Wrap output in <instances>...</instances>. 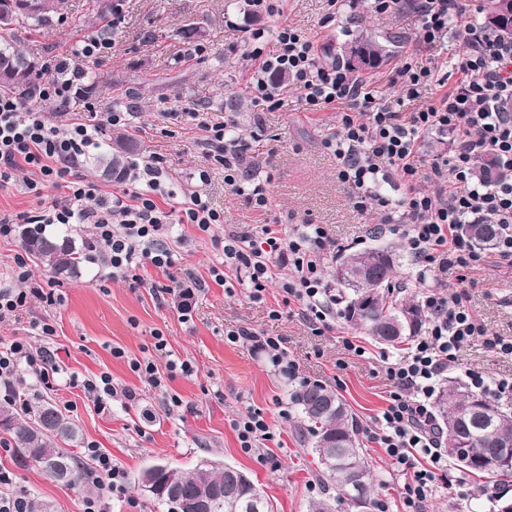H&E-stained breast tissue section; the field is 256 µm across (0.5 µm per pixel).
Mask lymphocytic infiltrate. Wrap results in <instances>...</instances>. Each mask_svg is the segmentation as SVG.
<instances>
[{
  "instance_id": "f902f5d3",
  "label": "lymphocytic infiltrate",
  "mask_w": 512,
  "mask_h": 512,
  "mask_svg": "<svg viewBox=\"0 0 512 512\" xmlns=\"http://www.w3.org/2000/svg\"><path fill=\"white\" fill-rule=\"evenodd\" d=\"M462 0H419L417 21L420 47L427 61L407 58L397 67L401 95L420 97L439 62L431 49L448 28H456L468 44L456 63L460 78L434 104L404 113L378 86L352 75L342 64H322L311 36L283 23L273 29L252 31L245 41L254 68L248 78L252 101L262 107L280 102L282 90L271 77L280 73L299 94L306 110H341L342 131L329 140L338 160V177L352 190L356 210L376 203L386 212L387 226L400 235L419 270L423 307L429 312L426 336L414 339L395 359L384 365L390 383L386 407L366 427L369 442L382 448L403 479L402 512H425L439 472L448 461L443 455L435 424L434 395L439 383L457 366L459 352L472 341L488 337L485 325L472 313L466 291L439 286L437 268H512V41L493 30L466 21ZM273 50H266V42ZM113 46L108 38L86 37L69 53L50 59L37 87L44 102L69 104L85 100L86 112L64 123L52 122L45 112L17 96L0 94V188L23 177L28 192L41 196L52 187L62 195L50 205L27 212L0 215V236L14 225L29 224L43 232L54 224H88L91 242L111 269L112 277H127L145 265L166 270L172 265L169 227L193 224L201 231L223 223L224 215L211 207L203 188L207 168L194 173V185L182 193L163 192L165 160L152 156L134 164L116 191H104L77 177L83 159L97 146L101 123L128 125V113L113 110L98 117L84 84V65L106 56ZM234 120L204 126L199 141L205 155L224 168V183L254 209L268 208L264 181L245 177L241 164L248 147L236 136ZM432 133L450 136L454 150L431 164L438 192L425 188L420 174L424 138ZM491 157L495 175L477 176L475 165ZM398 177V198L384 196L382 184ZM495 224L500 234L489 250L463 236V224ZM335 241L321 224L286 230L278 222L228 231L224 235L222 267L212 268L215 283H223L225 269L244 275L253 298H261L270 284L297 300L312 328L328 326L335 316L336 297L322 277ZM230 343L250 341L279 371L299 378V367L289 359L277 336H260L239 327L227 331ZM499 354L512 356V338L488 337ZM153 356L132 359L131 371L151 389L167 393L171 371L191 373L188 363L167 362V341L157 336ZM51 387L57 368L46 352L24 339L0 346V386L12 391L22 372Z\"/></svg>"
}]
</instances>
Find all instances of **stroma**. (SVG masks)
<instances>
[{
  "instance_id": "35a3bbf8",
  "label": "stroma",
  "mask_w": 512,
  "mask_h": 512,
  "mask_svg": "<svg viewBox=\"0 0 512 512\" xmlns=\"http://www.w3.org/2000/svg\"><path fill=\"white\" fill-rule=\"evenodd\" d=\"M88 0H69L64 16L33 34H22L21 46L44 62L91 34ZM415 0H401L397 10L379 14L370 0H356L335 21L323 23L325 0H285L282 16L245 13L243 0H128L125 20L115 35V46L87 71L113 76L92 95L97 111L122 109L136 97L138 110L125 131L141 147L142 157L160 154L166 161L174 189L186 187L190 175L208 168L205 188L212 207L224 214L223 223L202 232L191 224H176V261L170 271L153 266L138 269L136 278H112L103 260L85 261L80 277L51 274L37 259L29 264L41 287L53 288L58 301L49 306L34 300L17 317L0 321V340L23 338L45 350L58 368L53 388L40 385L34 376L22 374L17 386L27 396L48 399L65 410L76 425L71 448L83 454L95 444L109 454L127 475L128 492L108 499L107 512H157L140 489V472L157 463L191 469L205 457L223 460L256 479L269 504V512H307L316 497L317 465L301 438V423L292 394L299 381L275 370L264 352L249 342L232 344L226 330L247 327L261 336H279L290 358L311 382L335 390L360 425H367L386 405L387 381L383 356L397 355L336 317L330 329L317 335L299 317L297 302H285L276 286H268L262 299H253L247 282L228 278L226 286L211 283V267L224 254L217 247L226 230L241 224L279 221L287 225L322 224L338 246L357 244L359 249L392 246L396 278L405 282L413 298L423 291L415 282L414 260L402 240L382 231L385 213L376 205L356 211L350 192L336 174V158L326 142L341 130L337 110L305 111L295 91H288L273 109L253 106L246 86L251 69L244 55L247 32L269 29L280 18L312 36L320 60L336 61V48L359 35L400 37L397 52L384 65L363 71L396 95L389 80L398 63L416 46L419 27ZM194 27L199 36L186 44L182 33ZM467 46L456 29L441 35L437 51L444 62L433 82L426 85L419 102L404 103L407 112L434 102L459 78L451 63ZM232 116L238 133L252 143L256 160L262 161V177L271 194L268 212L246 205L224 184V170L210 163L197 145L203 124ZM179 280L207 281L189 307H181L178 293L156 295L153 284ZM436 278L444 288L466 289L468 305L495 336H512V270L499 268L461 273L458 268L440 270ZM279 310L272 319L271 310ZM49 321L55 332L40 335L34 323ZM163 334L174 362H189L191 375L174 371L170 394L181 406L167 407L160 394L151 391L129 368L128 361L142 358ZM361 341L365 356L346 355L344 339ZM345 367H338V360ZM460 366L452 375L464 379L475 371L491 380L512 379V358L503 357L478 340L459 354ZM108 374L116 388L136 392L135 400H116L98 409L80 382ZM262 412L275 434L260 452H244L233 429L236 419L250 411ZM371 470L378 484L377 496L389 512L401 510L403 480L392 462L374 444H366ZM0 467L9 469L14 482L9 493L37 497L53 512H85L87 493L56 482L41 468L22 461L11 435L0 428ZM461 470L449 465L441 473L427 512H498L493 500L481 493L462 498L454 485Z\"/></svg>"
}]
</instances>
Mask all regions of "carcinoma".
Segmentation results:
<instances>
[{
    "label": "carcinoma",
    "mask_w": 512,
    "mask_h": 512,
    "mask_svg": "<svg viewBox=\"0 0 512 512\" xmlns=\"http://www.w3.org/2000/svg\"><path fill=\"white\" fill-rule=\"evenodd\" d=\"M92 15L99 24L97 33H109L104 22L112 12L102 8V0H91ZM502 0H485L484 24L500 35L512 38V23L492 20ZM67 0H43L39 12L20 8L18 0H0V90L27 100L34 97L42 68L35 58L16 45L20 28L48 26L64 15ZM360 50L367 63L350 69H374L387 62L393 50L372 36H361L340 45V56L350 60L353 50ZM140 148L127 134L113 138L111 150L101 154L98 164L108 176L127 169ZM462 230L483 248L494 245L499 233L496 224H464ZM22 248L35 256L53 274L78 277L84 255L69 235L46 236L30 229L20 233ZM352 260L348 278L336 275L338 297L344 319L377 342L396 345L419 333L427 321L420 302L409 296L393 295L396 287L395 257L388 247H373L341 253L336 262ZM412 308L416 320L401 324L402 314ZM293 400L311 437L312 452L320 458L330 457L332 468L319 469L318 478L328 495L312 501L308 512H336L347 504L360 512H374L376 498L370 465L359 440L360 424L347 405L330 388L309 384L293 393ZM436 418L440 425L441 444H446L447 428L455 427L458 447L471 457L466 464L450 456L461 469L486 479L481 490L501 504L504 492L512 490V414L507 413L487 395L476 393L456 381L448 382L435 399ZM0 427L14 439L20 457L36 463L49 476L67 487L88 493L98 490L99 482L89 478V469L72 451L60 445L77 437L75 425L57 406L38 399L16 404L0 403ZM155 490L152 502L173 512L174 495L185 499L209 497L208 512H267L266 502L258 498L259 487L249 474L231 473L220 465L196 466L190 470L154 465Z\"/></svg>",
    "instance_id": "cac0c4a2"
}]
</instances>
